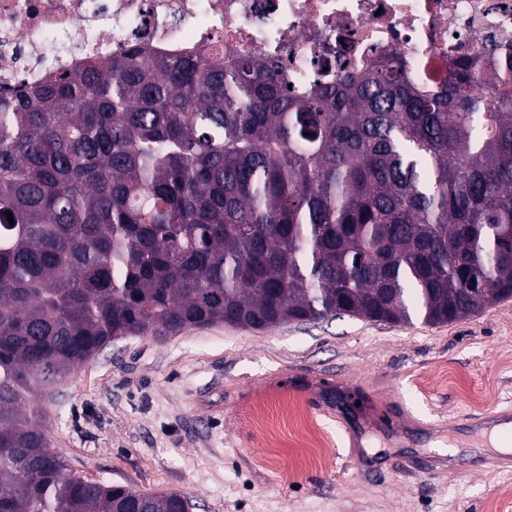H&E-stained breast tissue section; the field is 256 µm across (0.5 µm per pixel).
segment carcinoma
Segmentation results:
<instances>
[{
	"instance_id": "cac0c4a2",
	"label": "carcinoma",
	"mask_w": 512,
	"mask_h": 512,
	"mask_svg": "<svg viewBox=\"0 0 512 512\" xmlns=\"http://www.w3.org/2000/svg\"><path fill=\"white\" fill-rule=\"evenodd\" d=\"M511 75L489 44L432 89L391 62L297 92L133 48L1 96L0 512L190 508L87 479L32 401L114 339L512 297Z\"/></svg>"
}]
</instances>
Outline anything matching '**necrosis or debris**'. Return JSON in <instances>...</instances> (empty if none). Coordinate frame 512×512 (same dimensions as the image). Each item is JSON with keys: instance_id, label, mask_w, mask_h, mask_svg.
Wrapping results in <instances>:
<instances>
[{"instance_id": "4bbe7bcc", "label": "necrosis or debris", "mask_w": 512, "mask_h": 512, "mask_svg": "<svg viewBox=\"0 0 512 512\" xmlns=\"http://www.w3.org/2000/svg\"><path fill=\"white\" fill-rule=\"evenodd\" d=\"M489 42L512 46V0H0V92L129 48L274 57L296 89L389 56L432 86Z\"/></svg>"}]
</instances>
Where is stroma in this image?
Returning <instances> with one entry per match:
<instances>
[{
	"label": "stroma",
	"instance_id": "obj_1",
	"mask_svg": "<svg viewBox=\"0 0 512 512\" xmlns=\"http://www.w3.org/2000/svg\"><path fill=\"white\" fill-rule=\"evenodd\" d=\"M338 384L391 406L393 423L350 447V413L321 394ZM38 400L72 468L184 494L191 512H482L512 469L461 425L512 403V298L440 325L336 315L130 336ZM303 416L325 467L303 458ZM450 453L454 469L409 468Z\"/></svg>",
	"mask_w": 512,
	"mask_h": 512
}]
</instances>
